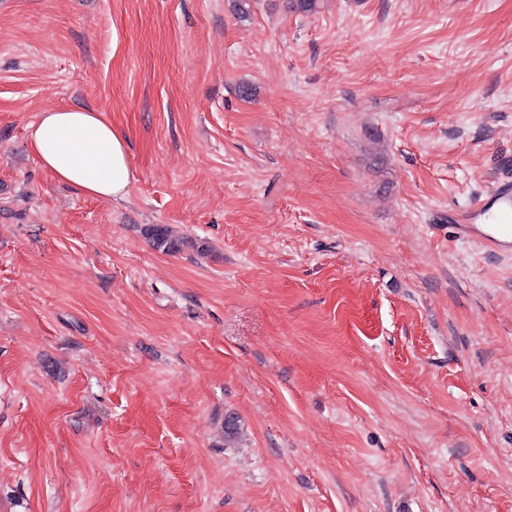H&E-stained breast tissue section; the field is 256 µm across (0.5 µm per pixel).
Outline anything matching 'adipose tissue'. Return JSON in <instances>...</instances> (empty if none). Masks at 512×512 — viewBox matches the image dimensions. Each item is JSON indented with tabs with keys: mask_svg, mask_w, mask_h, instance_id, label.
<instances>
[{
	"mask_svg": "<svg viewBox=\"0 0 512 512\" xmlns=\"http://www.w3.org/2000/svg\"><path fill=\"white\" fill-rule=\"evenodd\" d=\"M28 145L56 181L97 199L127 198V140L102 113L79 107L43 112L28 127Z\"/></svg>",
	"mask_w": 512,
	"mask_h": 512,
	"instance_id": "obj_1",
	"label": "adipose tissue"
}]
</instances>
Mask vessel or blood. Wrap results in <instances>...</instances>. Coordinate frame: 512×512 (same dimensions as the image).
<instances>
[{
  "instance_id": "vessel-or-blood-1",
  "label": "vessel or blood",
  "mask_w": 512,
  "mask_h": 512,
  "mask_svg": "<svg viewBox=\"0 0 512 512\" xmlns=\"http://www.w3.org/2000/svg\"><path fill=\"white\" fill-rule=\"evenodd\" d=\"M460 235L503 254L512 253V180L504 179L456 217Z\"/></svg>"
}]
</instances>
